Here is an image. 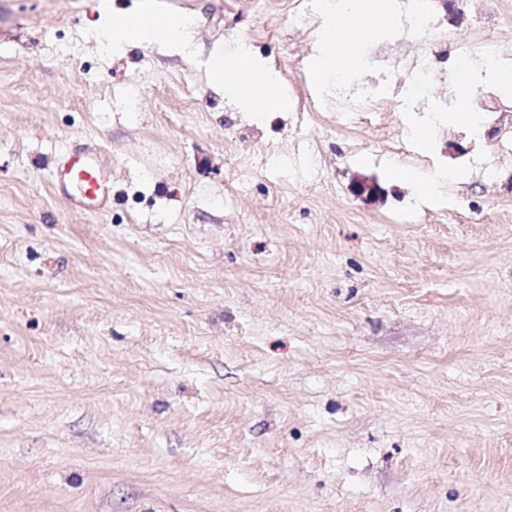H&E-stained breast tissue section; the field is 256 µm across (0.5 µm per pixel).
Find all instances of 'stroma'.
Returning a JSON list of instances; mask_svg holds the SVG:
<instances>
[{"mask_svg": "<svg viewBox=\"0 0 512 512\" xmlns=\"http://www.w3.org/2000/svg\"><path fill=\"white\" fill-rule=\"evenodd\" d=\"M193 20L117 56L100 0H0V512H512V162L451 159L447 204L394 178L409 99L349 130L255 120L209 84L247 39L312 106L292 0H112ZM463 0L437 69L497 14ZM112 165L103 214L54 163ZM322 157L311 171L306 155ZM504 166L497 179L486 171ZM357 176L389 194L368 205ZM55 185L71 208L102 212L112 192V170L97 149L79 148L65 153L55 166Z\"/></svg>", "mask_w": 512, "mask_h": 512, "instance_id": "1", "label": "stroma"}]
</instances>
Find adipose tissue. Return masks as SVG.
Returning <instances> with one entry per match:
<instances>
[{"instance_id": "obj_1", "label": "adipose tissue", "mask_w": 512, "mask_h": 512, "mask_svg": "<svg viewBox=\"0 0 512 512\" xmlns=\"http://www.w3.org/2000/svg\"><path fill=\"white\" fill-rule=\"evenodd\" d=\"M100 28L106 46L113 53L121 54L128 48L145 46L166 39L175 48L186 51L192 47V30L188 18L171 12H151L149 21L130 29L132 14L113 15L107 0L100 4ZM377 19L391 28L396 17L383 0H351L346 12H330L328 33L320 39V48L309 62L307 75L312 80L327 83L336 70L348 68L352 62L354 42H343L346 24L355 19ZM210 79L236 96L241 106L251 112L282 111L288 107V96L275 72L250 51L246 41H239L234 53L221 51L212 54L207 63Z\"/></svg>"}]
</instances>
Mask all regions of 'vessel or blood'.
<instances>
[{
    "label": "vessel or blood",
    "instance_id": "vessel-or-blood-1",
    "mask_svg": "<svg viewBox=\"0 0 512 512\" xmlns=\"http://www.w3.org/2000/svg\"><path fill=\"white\" fill-rule=\"evenodd\" d=\"M55 187L73 210L100 212L112 192V172L100 151L74 149L56 164Z\"/></svg>",
    "mask_w": 512,
    "mask_h": 512
}]
</instances>
